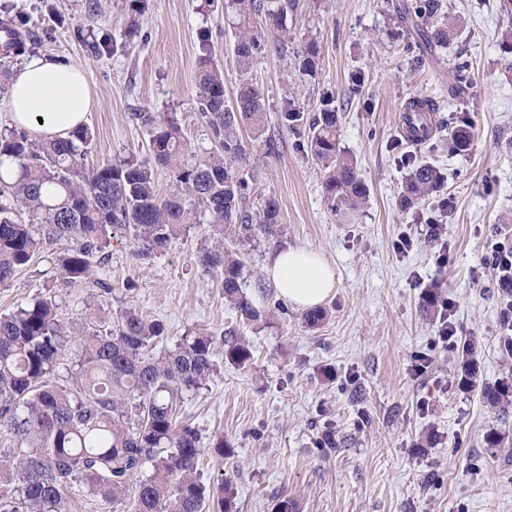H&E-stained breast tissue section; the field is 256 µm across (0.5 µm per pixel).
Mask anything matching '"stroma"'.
I'll return each instance as SVG.
<instances>
[{
  "label": "stroma",
  "instance_id": "1",
  "mask_svg": "<svg viewBox=\"0 0 512 512\" xmlns=\"http://www.w3.org/2000/svg\"><path fill=\"white\" fill-rule=\"evenodd\" d=\"M465 25L448 47L469 60L471 95L448 96L454 72L448 61L417 63L393 32V0H288L295 33L285 49L269 47L246 75L264 93V133L243 127L254 191L280 207L278 234L241 249L243 289L273 308L268 321L246 324L225 301L216 280L193 255L200 229L141 263L128 244L107 249L105 271L116 295L96 312L110 319L135 308L163 320L165 347L186 332L234 329L253 352L241 369L220 365L186 413L202 430L200 473L224 480L235 512H274L284 496L300 512H512V410L486 407L480 386L512 372L498 347L504 336V301L485 262L486 244L512 238V72L501 64L499 43L508 23L498 0H444ZM87 0H0V21L37 34L22 52L0 56V72L13 74L32 56L84 69L95 105L86 117L94 133L88 164L149 156V137L130 115L139 110L177 119L197 152L210 150L193 100L199 37L208 34L214 62L224 71V98L234 102L242 75L233 42L238 15L231 0L211 12L199 0H148L136 36H128L130 0H100L88 16ZM320 45L314 75L295 68L309 41ZM360 86H353V77ZM339 116V147L356 160L369 189L357 216L328 206L325 173L283 125L292 108L312 119L323 99ZM433 99L442 118H465L475 137L466 155L448 149L440 131L410 154L441 171L442 187L419 206L401 209L408 171L398 160L397 114L404 104ZM279 148L268 152L266 136ZM446 217L436 241L426 219ZM410 238L397 250L400 237ZM288 247L320 251L335 267L337 284L326 300L328 320L309 329L301 310L283 303L265 269ZM57 243L0 287V315L15 311L59 284ZM441 288L457 333L477 337L478 386L457 385L458 363L439 342V324L421 310L422 293ZM423 376L412 367L419 357ZM341 447H321L325 428ZM505 436L504 448L486 447L488 432ZM230 453L213 457L216 439Z\"/></svg>",
  "mask_w": 512,
  "mask_h": 512
}]
</instances>
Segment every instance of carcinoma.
<instances>
[{"label": "carcinoma", "instance_id": "obj_1", "mask_svg": "<svg viewBox=\"0 0 512 512\" xmlns=\"http://www.w3.org/2000/svg\"><path fill=\"white\" fill-rule=\"evenodd\" d=\"M240 16L234 55L241 73L268 47L269 39L288 41L286 0H233ZM403 29L418 40L404 49L418 57L439 59L460 31L461 19L445 10L444 0H408L396 8ZM264 20L258 29L251 19ZM195 85L197 118L214 147L198 156L179 123L157 112H133L131 119L149 135L150 158L124 163L85 162L93 134L87 126L66 139L36 140L23 129L0 135V286L31 264L48 245L66 240L70 248L57 258L64 287L87 285L100 303L114 289L102 264L112 237L126 239L133 256L148 261L209 216L210 233L194 259L203 272L220 278L224 299L248 322L268 319V311L242 289L243 262L238 247L280 226L278 203L268 198L260 208L251 201L253 175L246 171L241 137L248 123L264 131L261 89L250 79L239 83L235 102L224 100V71L212 62L207 37L201 38ZM320 46L309 42L298 53V67L315 73ZM469 63L458 58L451 98L469 94ZM407 130L406 138L422 143L433 130L434 106ZM338 112L332 100L322 104L304 139L307 152L326 170L324 197L330 209L355 213L368 196L353 157L339 149ZM471 124L463 120L448 132L449 149L466 153L472 146ZM407 166L400 207H416L440 188L441 172L426 161L404 156ZM168 172L171 186L157 193L155 170ZM24 211L23 224L16 214ZM487 264L498 271V288L512 314V245L495 242ZM439 288L422 296V310L439 319ZM315 307L301 317L309 329L328 318ZM168 328L124 308L113 323L101 326L87 317L80 350L59 312L56 294L47 293L15 312L0 316V436L17 453L0 457V482L13 485L0 496V512H72V494L88 495L99 512H233L224 484L201 480V429L181 416L183 403L205 388L217 369L216 336L204 330L180 337L174 347L155 356V345ZM224 360L245 368L253 360L248 342L229 329L223 333ZM478 347L466 337L457 341L459 386L475 384ZM491 408L512 404V374L481 389Z\"/></svg>", "mask_w": 512, "mask_h": 512}]
</instances>
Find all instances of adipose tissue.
Returning <instances> with one entry per match:
<instances>
[{
    "mask_svg": "<svg viewBox=\"0 0 512 512\" xmlns=\"http://www.w3.org/2000/svg\"><path fill=\"white\" fill-rule=\"evenodd\" d=\"M8 109L13 126L37 138L67 137L94 106L90 82L81 68L46 57L28 58L12 80ZM266 274L280 296L300 310L324 303L336 284L325 257L306 248H288L270 256Z\"/></svg>",
    "mask_w": 512,
    "mask_h": 512,
    "instance_id": "ef3b65f1",
    "label": "adipose tissue"
}]
</instances>
